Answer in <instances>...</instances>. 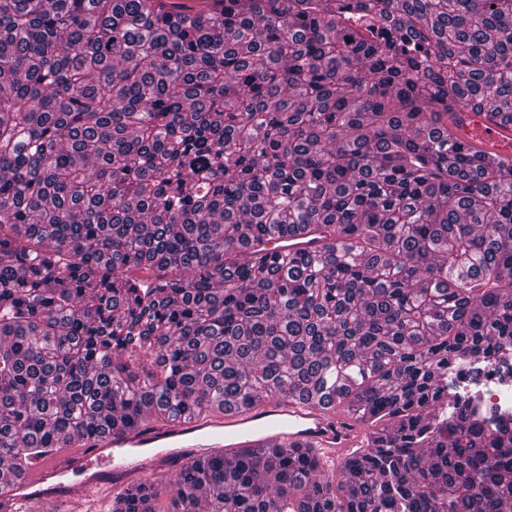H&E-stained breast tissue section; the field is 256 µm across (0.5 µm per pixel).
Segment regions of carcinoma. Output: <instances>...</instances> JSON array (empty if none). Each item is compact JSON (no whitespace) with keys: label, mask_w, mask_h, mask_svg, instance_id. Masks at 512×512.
<instances>
[{"label":"carcinoma","mask_w":512,"mask_h":512,"mask_svg":"<svg viewBox=\"0 0 512 512\" xmlns=\"http://www.w3.org/2000/svg\"><path fill=\"white\" fill-rule=\"evenodd\" d=\"M0 0V473L86 434L312 390L368 425L186 463L169 512H512V0ZM300 231L317 250H246ZM131 482L112 512H158ZM448 134L463 148L483 151L487 164H512V154L504 147L512 142V125L497 112H472L460 103L448 107ZM506 371L499 372L494 363L486 362L483 366L482 384L480 390L485 399L490 394L494 399L492 405L500 412L512 413V378H507Z\"/></svg>","instance_id":"obj_1"}]
</instances>
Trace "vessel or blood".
<instances>
[{"mask_svg":"<svg viewBox=\"0 0 512 512\" xmlns=\"http://www.w3.org/2000/svg\"><path fill=\"white\" fill-rule=\"evenodd\" d=\"M448 133L463 148L481 150L487 164H512V153L505 150L512 143V125L498 113L452 104ZM311 248L306 236L285 234L266 241L264 254ZM368 435L366 424L314 397L186 413L174 420L96 432L74 447L55 449L13 477L10 495L0 498V512H40L47 500L58 503L62 512H109L113 496L126 482L155 467L175 473L190 459L221 455L233 463L242 453L269 448L313 451L333 470L365 446Z\"/></svg>","mask_w":512,"mask_h":512,"instance_id":"obj_1","label":"vessel or blood"}]
</instances>
